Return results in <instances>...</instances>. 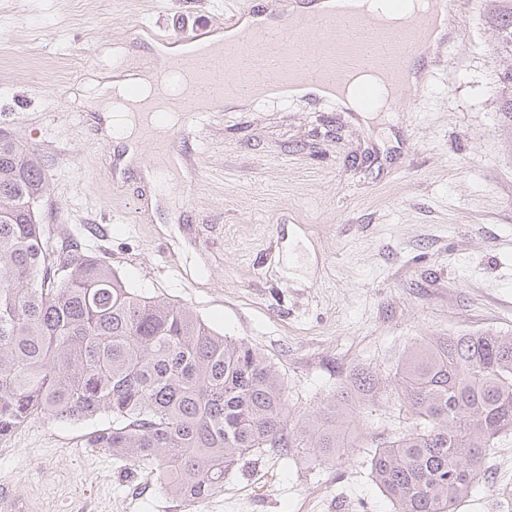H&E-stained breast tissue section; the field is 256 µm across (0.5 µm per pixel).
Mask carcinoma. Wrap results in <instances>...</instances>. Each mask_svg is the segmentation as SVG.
<instances>
[{"label": "carcinoma", "mask_w": 512, "mask_h": 512, "mask_svg": "<svg viewBox=\"0 0 512 512\" xmlns=\"http://www.w3.org/2000/svg\"><path fill=\"white\" fill-rule=\"evenodd\" d=\"M492 17L512 57V0ZM499 111L512 118V69ZM40 161L0 131V436L29 419L82 420L107 411L90 436L190 505L224 488L246 455L294 448L313 459L354 447L353 424L381 393L398 421L373 434L370 474L394 512H456L484 460L512 434V333L421 339L393 378L355 375L318 410L294 416L284 379L256 347L225 336L194 311L130 288L106 262L50 250L39 204Z\"/></svg>", "instance_id": "cac0c4a2"}]
</instances>
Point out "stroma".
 Listing matches in <instances>:
<instances>
[{
	"instance_id": "1",
	"label": "stroma",
	"mask_w": 512,
	"mask_h": 512,
	"mask_svg": "<svg viewBox=\"0 0 512 512\" xmlns=\"http://www.w3.org/2000/svg\"><path fill=\"white\" fill-rule=\"evenodd\" d=\"M225 0H0V130L43 162L48 237L101 258L129 287L191 308L258 348L305 415L369 368L392 374L423 336L512 332V123L498 110L512 57L475 7L454 58L411 112L298 103L203 112L170 204L120 155L85 96L138 66V24L221 22ZM31 418L0 437V484L28 512H158L155 477L84 447L110 428ZM512 436L487 456L457 512H507ZM204 512H393L362 448L314 460L252 454Z\"/></svg>"
}]
</instances>
